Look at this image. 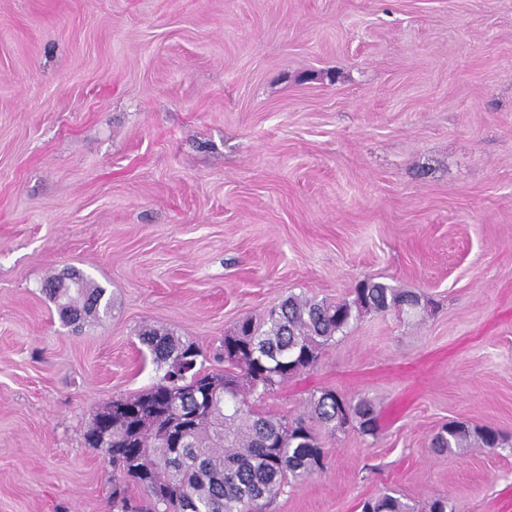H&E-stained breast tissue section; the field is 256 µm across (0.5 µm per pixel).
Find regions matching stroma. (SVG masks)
Returning a JSON list of instances; mask_svg holds the SVG:
<instances>
[{
	"mask_svg": "<svg viewBox=\"0 0 512 512\" xmlns=\"http://www.w3.org/2000/svg\"><path fill=\"white\" fill-rule=\"evenodd\" d=\"M80 271L103 319L63 325ZM375 279L370 312L259 403L366 397L376 434L320 430L326 466L273 512H512V447L439 453L449 422L512 437V0H0V512H120L84 435L195 343L291 294ZM44 290L57 303L59 315L67 311L83 312V321L90 316L107 315L112 307V300L107 297V290L92 284L82 275L70 281V288H60L54 279H48ZM48 287V288H47ZM409 506L393 492L384 493L364 502L362 512H410Z\"/></svg>",
	"mask_w": 512,
	"mask_h": 512,
	"instance_id": "stroma-1",
	"label": "stroma"
}]
</instances>
